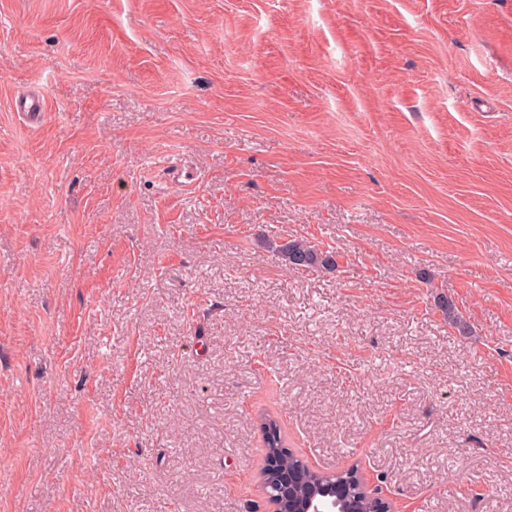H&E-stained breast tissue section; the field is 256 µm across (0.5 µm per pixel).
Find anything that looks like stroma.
<instances>
[{
  "label": "stroma",
  "instance_id": "stroma-1",
  "mask_svg": "<svg viewBox=\"0 0 512 512\" xmlns=\"http://www.w3.org/2000/svg\"><path fill=\"white\" fill-rule=\"evenodd\" d=\"M262 413L512 512V0H0V512H266ZM274 251L294 269L318 268L329 272L336 270L337 261L333 252L319 250L303 239L278 245Z\"/></svg>",
  "mask_w": 512,
  "mask_h": 512
}]
</instances>
